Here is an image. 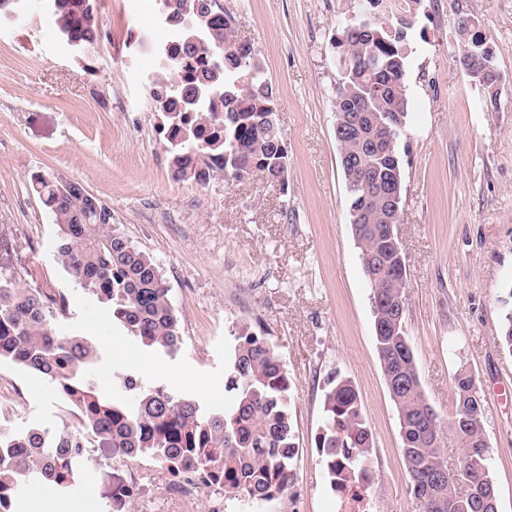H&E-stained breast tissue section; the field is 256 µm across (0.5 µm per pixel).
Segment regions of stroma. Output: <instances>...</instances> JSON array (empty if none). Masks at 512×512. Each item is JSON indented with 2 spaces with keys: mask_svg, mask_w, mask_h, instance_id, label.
Instances as JSON below:
<instances>
[{
  "mask_svg": "<svg viewBox=\"0 0 512 512\" xmlns=\"http://www.w3.org/2000/svg\"><path fill=\"white\" fill-rule=\"evenodd\" d=\"M238 40L261 59L277 92L288 150L283 180L254 171L239 182L178 181L165 118L156 112L145 35L166 36L158 0H94L100 37L68 47L45 0L0 21V276L66 300L60 330L91 337L94 373L141 347L110 311L58 265V228L31 188L36 172L75 180L112 210V221L156 261L170 288L182 345L151 354L145 380L206 405L224 401V359L242 327L266 337L283 361L300 448L288 492L270 512H338L315 446L322 394L342 376L357 389L371 432L370 512H417L401 454L396 408L374 340L371 287L350 225L335 137L341 83L335 46L356 23L354 0H217ZM473 20L501 75L499 105L461 69L459 19ZM409 111L398 142L404 176L396 231L406 264V329L431 405L452 410L451 379L472 372L487 402L485 432L498 512H512V353L499 341L512 308V0H421L409 31ZM0 408L19 429L54 431L67 418L52 386L0 361ZM143 470L162 512H210L209 494L167 499L152 461L98 460L77 492L36 485L25 512H104Z\"/></svg>",
  "mask_w": 512,
  "mask_h": 512,
  "instance_id": "1",
  "label": "stroma"
}]
</instances>
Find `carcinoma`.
<instances>
[{
  "label": "carcinoma",
  "instance_id": "cac0c4a2",
  "mask_svg": "<svg viewBox=\"0 0 512 512\" xmlns=\"http://www.w3.org/2000/svg\"><path fill=\"white\" fill-rule=\"evenodd\" d=\"M189 14L209 18L202 43H180L171 66L151 76V96L165 102L170 167L177 180H227L255 168L274 180L287 169L279 128L268 124L276 111V90L261 61L236 38L216 0H177ZM52 11L61 38L72 48L96 42L99 25L94 0H57ZM397 15L420 0H381ZM462 48L481 54L483 39L457 23ZM344 58L336 99L352 106L335 129L340 166L348 189L353 237L372 289L374 335L388 392L398 414L401 452L419 512H495L497 490L490 473L492 450L485 436L486 407L476 379L458 368L453 374L448 424L462 450V467L448 471L441 448L440 415L430 405L419 378L405 328L406 284L395 273L398 257L382 217L402 209L403 197L390 193L389 179L402 174L397 141L406 124L408 39L376 21L360 34L346 26L336 42ZM237 98L233 106L224 91ZM32 190L58 227L57 262L96 301L112 322L141 347L173 355L181 348L170 289L152 257L139 250L112 223V210L83 195L78 182L35 173ZM33 288L0 278V361H10L54 386L70 423L56 432L30 428L18 433L0 421V512H19L24 490L42 483L60 493L76 485L78 469L91 448L128 463L147 458L171 476H199L243 502L250 512L282 497L293 479L298 453L288 405L282 360L262 336L243 327L224 367V390L231 402L209 408L167 388L135 378L123 366L112 370V388H101L90 369L98 359L87 337L56 330L57 316ZM372 447L361 398L351 382L327 383L316 448L329 485L354 484L373 476ZM128 487L108 505L110 512H134Z\"/></svg>",
  "mask_w": 512,
  "mask_h": 512
}]
</instances>
